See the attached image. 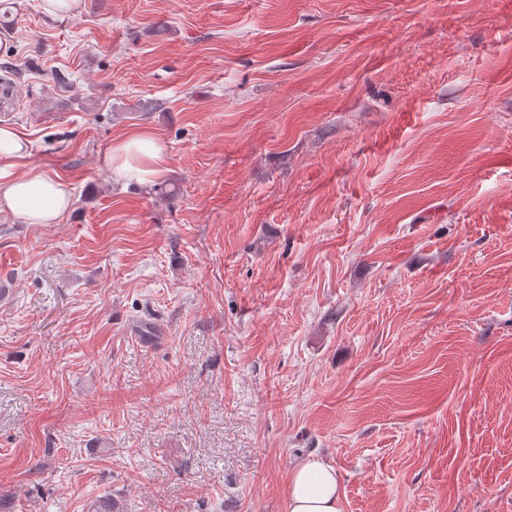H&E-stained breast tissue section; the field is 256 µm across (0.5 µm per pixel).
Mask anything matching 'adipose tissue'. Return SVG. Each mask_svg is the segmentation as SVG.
Instances as JSON below:
<instances>
[{
	"instance_id": "1",
	"label": "adipose tissue",
	"mask_w": 512,
	"mask_h": 512,
	"mask_svg": "<svg viewBox=\"0 0 512 512\" xmlns=\"http://www.w3.org/2000/svg\"><path fill=\"white\" fill-rule=\"evenodd\" d=\"M31 146L10 126H0V213L24 224H57L73 204L70 184L57 175L27 166ZM166 161L158 139L130 134L113 147L110 179L146 185L162 172ZM25 165L23 174L12 169ZM288 512H342L339 475L332 465L310 460L295 467L288 481Z\"/></svg>"
}]
</instances>
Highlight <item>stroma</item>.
Segmentation results:
<instances>
[{
    "label": "stroma",
    "instance_id": "1",
    "mask_svg": "<svg viewBox=\"0 0 512 512\" xmlns=\"http://www.w3.org/2000/svg\"><path fill=\"white\" fill-rule=\"evenodd\" d=\"M16 2L73 209L0 217V512H512V0ZM165 161V149L158 139L132 133L112 148L108 175L112 180L143 186L157 178ZM289 512H342L336 468L320 460L295 467L288 481Z\"/></svg>",
    "mask_w": 512,
    "mask_h": 512
}]
</instances>
